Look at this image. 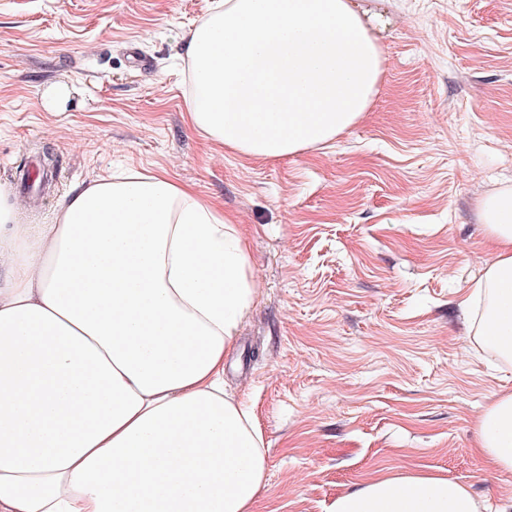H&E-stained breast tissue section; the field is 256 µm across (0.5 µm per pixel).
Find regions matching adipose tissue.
Instances as JSON below:
<instances>
[{
	"instance_id": "adipose-tissue-1",
	"label": "adipose tissue",
	"mask_w": 512,
	"mask_h": 512,
	"mask_svg": "<svg viewBox=\"0 0 512 512\" xmlns=\"http://www.w3.org/2000/svg\"><path fill=\"white\" fill-rule=\"evenodd\" d=\"M387 0H216L187 36L190 125L248 157L323 146L370 106ZM494 243L463 299L512 360V189L482 198ZM258 294L238 224L167 174L106 170L31 224L0 184V512H252L264 437L224 393ZM477 429L512 473V392ZM332 512H480L438 473L384 476Z\"/></svg>"
}]
</instances>
